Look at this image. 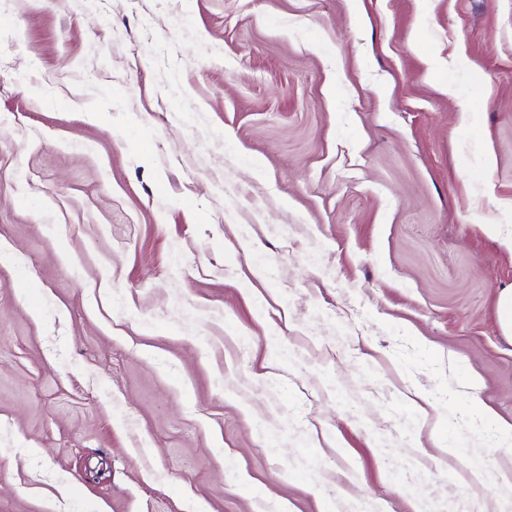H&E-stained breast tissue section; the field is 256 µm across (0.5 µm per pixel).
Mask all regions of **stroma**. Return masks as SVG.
I'll return each mask as SVG.
<instances>
[{"mask_svg":"<svg viewBox=\"0 0 512 512\" xmlns=\"http://www.w3.org/2000/svg\"><path fill=\"white\" fill-rule=\"evenodd\" d=\"M489 224L512 0H0V512H512Z\"/></svg>","mask_w":512,"mask_h":512,"instance_id":"35a3bbf8","label":"stroma"}]
</instances>
